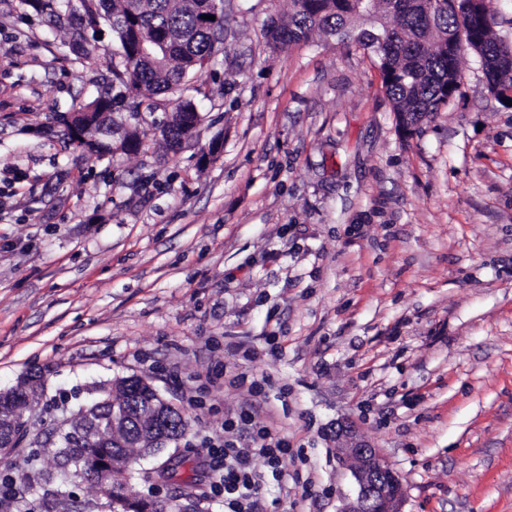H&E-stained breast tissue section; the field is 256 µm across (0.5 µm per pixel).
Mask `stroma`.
<instances>
[{
  "label": "stroma",
  "instance_id": "35a3bbf8",
  "mask_svg": "<svg viewBox=\"0 0 512 512\" xmlns=\"http://www.w3.org/2000/svg\"><path fill=\"white\" fill-rule=\"evenodd\" d=\"M291 0H228L223 97L173 154H80L58 121L108 77L67 27L0 0V390L44 375V420L139 375L207 444L253 407L290 444L256 462L262 512H341L354 427L402 479V512H512V108L479 58L447 105L399 126L377 68L331 38L271 50ZM221 140L218 158L201 153Z\"/></svg>",
  "mask_w": 512,
  "mask_h": 512
}]
</instances>
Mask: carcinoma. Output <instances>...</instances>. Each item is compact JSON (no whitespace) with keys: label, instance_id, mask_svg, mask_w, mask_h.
<instances>
[{"label":"carcinoma","instance_id":"1","mask_svg":"<svg viewBox=\"0 0 512 512\" xmlns=\"http://www.w3.org/2000/svg\"><path fill=\"white\" fill-rule=\"evenodd\" d=\"M218 0H86L87 25L101 26L112 37V78L98 86L97 95L77 102L73 109L90 122H100L102 113L120 119L139 111L142 97L151 102L144 111L153 114L161 106L178 114L196 111L184 92L192 89L212 99L224 96V85L212 86L202 77L215 60L216 28L206 15H215ZM35 7L52 24L67 15L65 0H35ZM498 16L495 0H292L288 16L270 15L263 36L273 48L298 44L318 34L350 40L373 56L383 73L382 85L395 112L398 125L415 128L448 103L451 89L462 79L460 57L464 50L482 62L488 88H512V44L497 36L487 18ZM466 27L477 41L464 49L448 52V35ZM170 38L163 66L140 55L132 41L133 29ZM83 153L99 157L148 152L137 128L100 138L94 145L71 141ZM148 397L133 391L128 398L127 433L139 431V414L146 411ZM168 437L178 440L190 429V418L180 410L168 421ZM26 422L13 411L0 409V449L17 446L29 436ZM80 422L65 419L55 427L59 439L54 446L40 442L26 459L27 468L17 480L3 477L7 492L0 495L4 512H31L27 497L35 495L38 512H58L71 502L69 487L95 481L102 506L108 512H139L142 501L131 499L111 480L103 481L89 463L103 443L97 434L76 438Z\"/></svg>","mask_w":512,"mask_h":512}]
</instances>
